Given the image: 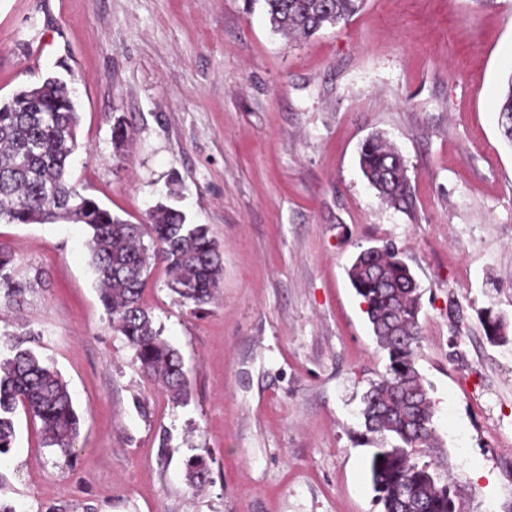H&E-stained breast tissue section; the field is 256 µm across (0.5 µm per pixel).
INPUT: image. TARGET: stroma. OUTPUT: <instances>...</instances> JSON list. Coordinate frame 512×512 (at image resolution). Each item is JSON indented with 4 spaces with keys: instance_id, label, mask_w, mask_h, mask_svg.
<instances>
[{
    "instance_id": "35a3bbf8",
    "label": "stroma",
    "mask_w": 512,
    "mask_h": 512,
    "mask_svg": "<svg viewBox=\"0 0 512 512\" xmlns=\"http://www.w3.org/2000/svg\"><path fill=\"white\" fill-rule=\"evenodd\" d=\"M51 74L75 80L70 182L139 224L167 194L204 224L223 278L205 310L163 264L141 304L190 375L173 403L112 329L86 226L0 223L17 276L0 301V359L21 334L69 384L72 455L16 415L0 501L16 512H382L363 395L386 371L346 270L401 249L420 285L417 366L466 512H512V0H366L305 41L260 0H0V100ZM125 116L131 138L112 145ZM379 136L404 157L412 201H383L359 168ZM208 478L194 487L190 459ZM41 274L36 272L33 278L16 279L14 275V258L6 251L0 250V299L5 302L18 303L25 293L39 283ZM481 325L487 339L492 343H504L506 337V322L500 316L492 315L491 312L481 317Z\"/></svg>"
}]
</instances>
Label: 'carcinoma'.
Instances as JSON below:
<instances>
[{
    "label": "carcinoma",
    "mask_w": 512,
    "mask_h": 512,
    "mask_svg": "<svg viewBox=\"0 0 512 512\" xmlns=\"http://www.w3.org/2000/svg\"><path fill=\"white\" fill-rule=\"evenodd\" d=\"M272 28L304 40L325 25L356 14L364 0H263ZM74 91L57 76L21 88L0 101V222L45 224L66 221L90 231V265L112 328L135 349L143 376L162 386L169 399L188 395L189 371L180 352L160 338L141 306L146 274L153 261L165 264L170 289L201 310L210 303L223 265L205 224H188L183 211L159 203L147 223L133 224L69 183V158L76 147L79 114ZM501 129L512 144V76L501 108ZM130 135L124 117L114 118L112 143L124 146ZM360 168L386 201L408 204L411 185L403 156L378 139L360 152ZM377 342L387 352V374L364 395L366 432L376 439L371 458L374 490L384 512H411L420 497L421 512H464L458 488L442 464L426 460L436 445L434 402L415 367L420 342V293L416 278L398 248L386 244L376 253L361 251L348 269ZM41 279L19 280L14 258L0 250V299L18 303ZM481 325L492 343H504L506 322L487 313ZM37 424L39 446L72 454L80 416L60 373L31 349L17 343L0 363V454L15 441L18 407Z\"/></svg>",
    "instance_id": "carcinoma-1"
}]
</instances>
